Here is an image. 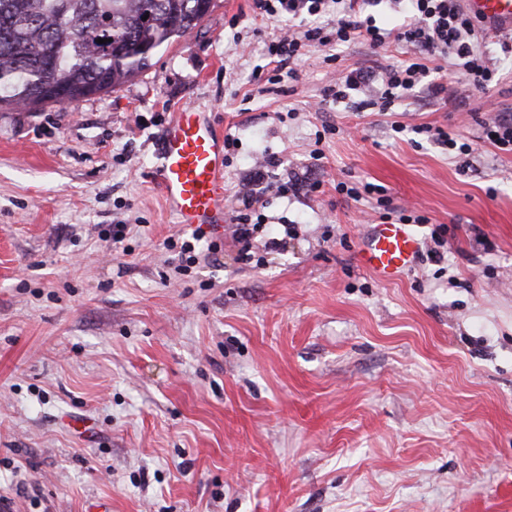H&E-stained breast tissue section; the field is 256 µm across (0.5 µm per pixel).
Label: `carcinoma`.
<instances>
[{"mask_svg": "<svg viewBox=\"0 0 512 512\" xmlns=\"http://www.w3.org/2000/svg\"><path fill=\"white\" fill-rule=\"evenodd\" d=\"M213 0H0V108L115 89L199 27Z\"/></svg>", "mask_w": 512, "mask_h": 512, "instance_id": "1", "label": "carcinoma"}]
</instances>
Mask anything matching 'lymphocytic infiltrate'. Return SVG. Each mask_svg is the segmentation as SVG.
I'll return each mask as SVG.
<instances>
[{
  "mask_svg": "<svg viewBox=\"0 0 512 512\" xmlns=\"http://www.w3.org/2000/svg\"><path fill=\"white\" fill-rule=\"evenodd\" d=\"M381 0H253L255 16L276 22L331 16V23L291 30L272 40L268 54L274 63H297L311 46H341L354 41L379 49L396 41L411 50L408 59L379 66L376 70L337 71L324 93L331 100H350L352 108H392L400 94L426 88L436 99H446L448 87L429 80V64L448 63L478 91L488 89L496 73L480 43L476 22L456 0H390L406 13L405 24L386 28L371 9Z\"/></svg>",
  "mask_w": 512,
  "mask_h": 512,
  "instance_id": "lymphocytic-infiltrate-1",
  "label": "lymphocytic infiltrate"
}]
</instances>
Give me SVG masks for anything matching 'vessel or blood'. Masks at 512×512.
Wrapping results in <instances>:
<instances>
[{
	"instance_id": "obj_1",
	"label": "vessel or blood",
	"mask_w": 512,
	"mask_h": 512,
	"mask_svg": "<svg viewBox=\"0 0 512 512\" xmlns=\"http://www.w3.org/2000/svg\"><path fill=\"white\" fill-rule=\"evenodd\" d=\"M482 29L512 30V0H460ZM155 176L168 210L184 228H224V136L195 108L173 113L161 136ZM421 246L408 225H373L358 262L392 280L415 265Z\"/></svg>"
}]
</instances>
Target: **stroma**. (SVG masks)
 Listing matches in <instances>:
<instances>
[{"mask_svg": "<svg viewBox=\"0 0 512 512\" xmlns=\"http://www.w3.org/2000/svg\"><path fill=\"white\" fill-rule=\"evenodd\" d=\"M252 5L214 0L109 92L0 109V505L512 512V153L487 144L468 161L410 132L474 140L512 114V53L489 44L487 91L450 74L448 100L356 112L324 100L334 69L403 47H313L297 79L259 82L280 25ZM192 102L239 146L217 253L182 275L163 243L184 229L152 172L163 127ZM272 154L288 196L247 184ZM340 181L425 216L421 255L396 280L358 264L384 210ZM247 196L265 216L256 266L231 237Z\"/></svg>", "mask_w": 512, "mask_h": 512, "instance_id": "35a3bbf8", "label": "stroma"}]
</instances>
